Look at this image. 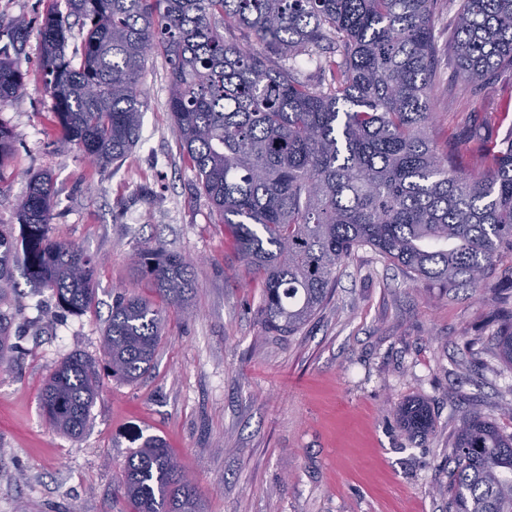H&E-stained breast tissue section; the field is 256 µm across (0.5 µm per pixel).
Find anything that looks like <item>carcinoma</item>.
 <instances>
[{
    "label": "carcinoma",
    "instance_id": "1",
    "mask_svg": "<svg viewBox=\"0 0 512 512\" xmlns=\"http://www.w3.org/2000/svg\"><path fill=\"white\" fill-rule=\"evenodd\" d=\"M437 0H66L82 30L79 54L66 49L72 26L48 13L36 31L42 75L54 100L57 142L99 166L121 161L140 139L144 80L153 51L169 65L173 133L204 194L235 239L245 272L262 288L261 324L293 336L327 303L352 254L369 247L428 281L440 294L478 291L504 253L512 254V132L489 146L442 151L429 136L437 44ZM27 42L30 25L8 24ZM244 32V46L229 34ZM456 67L477 89L512 73V0H464L451 32ZM316 60L318 76L298 61ZM23 49L0 57V108L26 90ZM12 148L0 124V187ZM52 183L29 182L17 220L0 226V305L23 274L64 309L95 301L97 265L49 234ZM135 274L161 301L187 307L192 262L147 242L132 254ZM163 309L124 292L102 336L105 363L74 353L45 382L49 426L71 439L90 421L101 377L133 383L152 367ZM512 368V324L488 337ZM15 346L0 317V370ZM414 437L431 426L427 406L398 409ZM448 484L450 512H512V434L473 415L461 420ZM117 495L133 512H203L194 484L165 443L147 438L126 461Z\"/></svg>",
    "mask_w": 512,
    "mask_h": 512
}]
</instances>
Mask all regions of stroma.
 Here are the masks:
<instances>
[{"label":"stroma","mask_w":512,"mask_h":512,"mask_svg":"<svg viewBox=\"0 0 512 512\" xmlns=\"http://www.w3.org/2000/svg\"><path fill=\"white\" fill-rule=\"evenodd\" d=\"M453 17L438 0L435 127L501 140L512 132V75L477 90L458 78L448 49ZM25 52L27 90L0 109L16 173L0 190V224L16 227L30 178L49 175L52 236L93 255L98 272L88 312L63 311L24 281L5 309L18 350L0 370V512H132L115 493L117 477L149 437L164 441L204 512H448V455L462 415L512 433L503 410L512 369L486 342L512 313L497 300L512 281L493 277L480 296L458 289L442 297L365 247L300 332H266L261 288L180 153L165 60L148 65L139 142L99 168L57 144L37 36ZM155 239L193 260L189 305L168 308L147 374L132 384L103 377L83 435L58 434L42 415L41 389L71 354L101 357L117 293L150 295L131 255ZM413 401L433 417L422 438H409L395 414Z\"/></svg>","instance_id":"35a3bbf8"}]
</instances>
